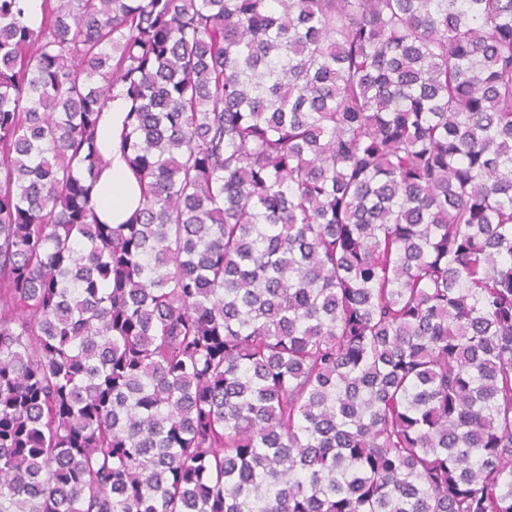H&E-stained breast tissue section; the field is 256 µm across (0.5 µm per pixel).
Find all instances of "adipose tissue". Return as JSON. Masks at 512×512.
I'll list each match as a JSON object with an SVG mask.
<instances>
[{
  "instance_id": "adipose-tissue-1",
  "label": "adipose tissue",
  "mask_w": 512,
  "mask_h": 512,
  "mask_svg": "<svg viewBox=\"0 0 512 512\" xmlns=\"http://www.w3.org/2000/svg\"><path fill=\"white\" fill-rule=\"evenodd\" d=\"M130 103L122 89L111 90L96 130V143L107 161L95 191V211L107 224H121L142 206V188L117 149Z\"/></svg>"
}]
</instances>
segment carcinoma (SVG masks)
<instances>
[{
    "instance_id": "cac0c4a2",
    "label": "carcinoma",
    "mask_w": 512,
    "mask_h": 512,
    "mask_svg": "<svg viewBox=\"0 0 512 512\" xmlns=\"http://www.w3.org/2000/svg\"><path fill=\"white\" fill-rule=\"evenodd\" d=\"M41 12L0 0V512H512V0ZM130 102L121 87L111 89L96 130V143L107 166L102 171L95 191V211L106 224H124L142 207V188L117 149L125 128Z\"/></svg>"
}]
</instances>
